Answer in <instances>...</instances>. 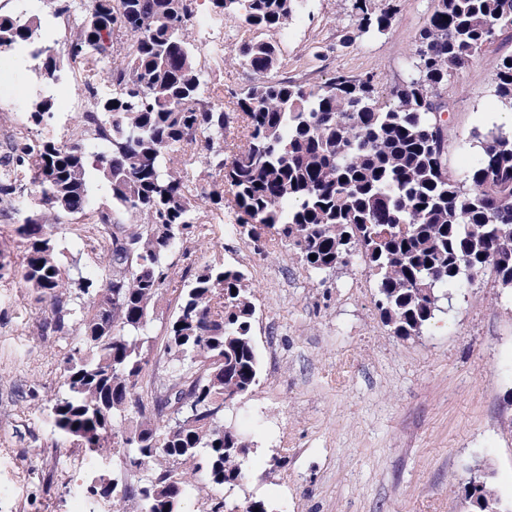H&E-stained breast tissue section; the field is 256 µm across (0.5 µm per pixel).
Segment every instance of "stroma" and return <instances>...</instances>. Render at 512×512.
<instances>
[{"instance_id":"1","label":"stroma","mask_w":512,"mask_h":512,"mask_svg":"<svg viewBox=\"0 0 512 512\" xmlns=\"http://www.w3.org/2000/svg\"><path fill=\"white\" fill-rule=\"evenodd\" d=\"M430 0H404L388 34L356 37L349 0H308L280 34L279 72L320 83L332 71L374 74L379 95L409 74V55ZM504 35L451 79L443 96L448 170L464 178L480 140L500 130L495 77ZM0 70V131L27 116L40 90L39 63L12 50ZM208 239L167 258L178 282L215 262L244 269L256 305V385L224 410L251 444L245 479L234 489L195 474L181 512H242L252 499L272 512H471L462 484L482 469L503 505H512V288L493 274L452 288L432 326L393 336L375 305L374 281L360 261L314 274L279 247L258 254L232 215L200 210ZM77 221L60 226L61 262L70 277L100 259L79 239ZM177 295L154 308L147 376L173 362L163 349ZM49 315L31 289L0 279V512H93L85 478L97 457L51 434L49 409L66 390L59 362L64 341L44 335Z\"/></svg>"}]
</instances>
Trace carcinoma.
Returning a JSON list of instances; mask_svg holds the SVG:
<instances>
[{"instance_id": "1", "label": "carcinoma", "mask_w": 512, "mask_h": 512, "mask_svg": "<svg viewBox=\"0 0 512 512\" xmlns=\"http://www.w3.org/2000/svg\"><path fill=\"white\" fill-rule=\"evenodd\" d=\"M49 2L76 22L67 53L33 51L46 84L81 66L104 91L95 111L76 113L69 137L15 141L13 170L0 172V214L27 195L28 173L41 193L15 228L22 257L11 271L47 303L45 330L79 338L61 358L67 391L50 409L52 432L118 458L126 473L152 470L136 485L113 477L103 490V476L94 475L86 493L114 503L137 498L142 512H178L188 482L181 466L230 490L245 478L250 447L224 425V398L250 391L260 372L245 270L207 265L181 289L164 343L175 366L162 394L151 402L142 395L151 308L172 284L166 258L198 229L188 169L197 152L220 179L206 199L231 205L255 250L281 245L313 273L361 260L396 336L422 333L448 289L488 268L512 288V136L486 134L461 181L448 173L438 118L448 79L512 30V0H431L411 74L382 101L374 75L342 70L318 85L288 77L253 84L235 96L239 133L190 41L196 0H88L84 10L75 0ZM209 2L257 32L231 60L264 74L279 62L271 36L308 0ZM400 7L350 0L356 29L370 37L387 34ZM40 28L26 12L0 14V49L35 43ZM495 83L511 110L512 53L500 59ZM52 108L53 98L42 97L30 124L48 125ZM96 190L112 206L95 207ZM70 215L87 224L98 275L74 279L62 269L52 228ZM472 478L474 491L464 485L472 512L481 501L500 502L483 474Z\"/></svg>"}]
</instances>
